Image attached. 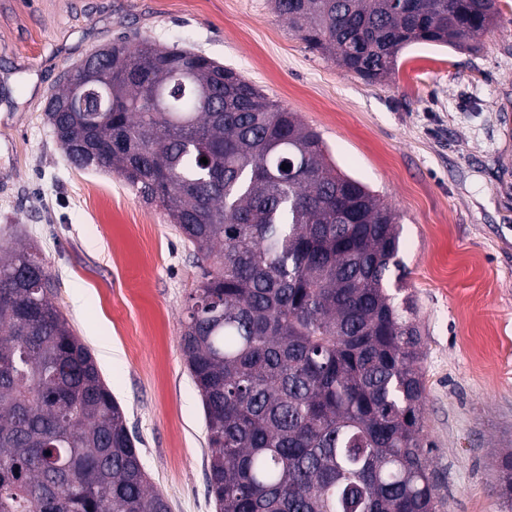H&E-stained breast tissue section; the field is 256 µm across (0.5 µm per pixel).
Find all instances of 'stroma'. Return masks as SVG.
<instances>
[{"label": "stroma", "mask_w": 512, "mask_h": 512, "mask_svg": "<svg viewBox=\"0 0 512 512\" xmlns=\"http://www.w3.org/2000/svg\"><path fill=\"white\" fill-rule=\"evenodd\" d=\"M474 49L415 45L395 75L347 73L271 0H0V228L43 248L54 298L123 407L170 512H215L205 415L180 336L199 270L164 210L70 165L44 120L70 64L119 35L232 67L319 132L400 216L422 334L440 512H500L512 448V0ZM497 496L501 512L512 511V453L505 455L498 464Z\"/></svg>", "instance_id": "35a3bbf8"}]
</instances>
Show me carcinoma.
I'll return each instance as SVG.
<instances>
[{
	"label": "carcinoma",
	"instance_id": "cac0c4a2",
	"mask_svg": "<svg viewBox=\"0 0 512 512\" xmlns=\"http://www.w3.org/2000/svg\"><path fill=\"white\" fill-rule=\"evenodd\" d=\"M274 10L369 83L412 44L471 48L498 17L496 0ZM86 67L104 92L95 112L71 103ZM45 115L76 168L122 176L193 247L180 344L217 512H439L417 303L391 278L397 215L336 169L320 134L210 57L126 35L68 69ZM56 288L36 244L0 245V512H169ZM497 486L512 512V453Z\"/></svg>",
	"mask_w": 512,
	"mask_h": 512
}]
</instances>
